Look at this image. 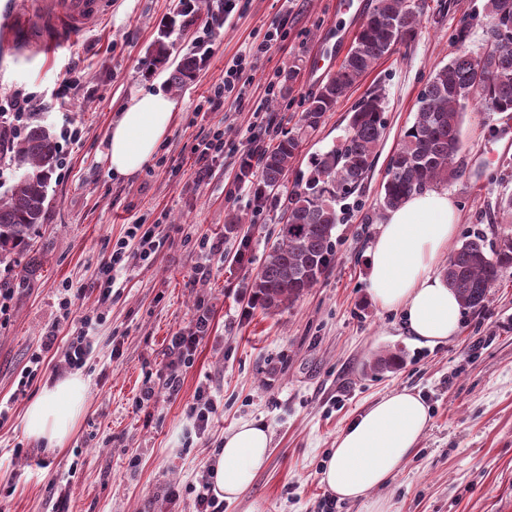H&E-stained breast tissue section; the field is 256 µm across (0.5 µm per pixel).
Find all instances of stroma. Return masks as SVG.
Masks as SVG:
<instances>
[{
  "label": "stroma",
  "instance_id": "stroma-1",
  "mask_svg": "<svg viewBox=\"0 0 512 512\" xmlns=\"http://www.w3.org/2000/svg\"><path fill=\"white\" fill-rule=\"evenodd\" d=\"M344 0H244L214 25L208 42L198 28L216 12L203 0L193 23L181 22L179 0H112L85 26L76 45L51 54L0 44V113L14 91L50 98L72 73V103L41 113L56 136L62 165L49 182L47 209L29 250L20 259L25 280L0 265V289L12 291L0 317V512H193V486L217 460L226 432L258 420L272 436L268 467L243 497L224 512H321L328 492L321 482L334 442L372 403L408 390L421 396L428 424L404 469L363 501L340 500L336 512H370L387 499L395 512H512V267L504 269L484 308L462 312L460 329L447 342L427 346L405 331L401 312L375 305L368 294L367 255L383 222L382 183L389 159L414 121L430 75L445 65L462 14L472 18L467 45L482 50L484 0H457L454 8L428 0L414 41L375 66L304 133L301 152L282 185L257 203L253 179L240 175L242 153L267 148L280 131H298L309 96L340 65L337 39ZM287 17L283 38L245 72L240 96L223 112L198 113L212 84L251 44L261 42L273 20ZM171 61L193 53L205 62L181 88H170L166 67L149 66V54L167 23ZM159 82L177 102L171 128L157 154L166 164L152 172L115 178L105 159L107 135L132 92ZM279 93L267 98L268 82ZM385 91V129L374 168L361 195L336 204L340 221L335 262L318 284L290 308L266 314L248 305V285L274 243L281 203L310 158L348 133L352 104L371 89ZM224 125V155L212 175L196 183L193 147L214 123ZM77 130L78 141L68 138ZM462 178L446 189L459 214L458 240L483 235L497 244L512 224L494 218L499 195L512 193V115L469 107L462 122ZM242 224L225 230L224 215ZM161 223L153 259H133L116 273L103 320L89 329L94 351L81 373L89 378L85 412L63 448H48L24 432L26 406L44 386L66 376L59 350L79 325L94 316L97 268L127 225ZM224 241V259L207 263L199 241ZM212 272L195 286L198 267ZM71 284L81 312L62 319L58 290ZM212 311L210 328L192 363L169 350L177 331L197 308ZM57 328V349L44 354L42 371L22 384L23 371L41 338ZM400 362L370 371L374 353ZM178 375L180 386L167 382ZM157 404L138 406L144 386ZM208 388L217 411L205 433L187 417L198 388ZM179 497L169 498L170 489Z\"/></svg>",
  "mask_w": 512,
  "mask_h": 512
}]
</instances>
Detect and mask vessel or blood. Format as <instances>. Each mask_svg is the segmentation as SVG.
Instances as JSON below:
<instances>
[{"instance_id": "obj_1", "label": "vessel or blood", "mask_w": 512, "mask_h": 512, "mask_svg": "<svg viewBox=\"0 0 512 512\" xmlns=\"http://www.w3.org/2000/svg\"><path fill=\"white\" fill-rule=\"evenodd\" d=\"M108 0H42L38 12L31 14L29 27L42 32L41 50L54 51L58 45L74 43L84 26L98 17ZM13 0L0 5V40L18 44L27 38L28 29L15 24Z\"/></svg>"}]
</instances>
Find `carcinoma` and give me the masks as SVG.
Listing matches in <instances>:
<instances>
[{
	"instance_id": "1",
	"label": "carcinoma",
	"mask_w": 512,
	"mask_h": 512,
	"mask_svg": "<svg viewBox=\"0 0 512 512\" xmlns=\"http://www.w3.org/2000/svg\"><path fill=\"white\" fill-rule=\"evenodd\" d=\"M426 7L425 0H375L340 68L308 98L300 126L318 127L378 60L410 44ZM485 12V42L491 51L474 55L467 49L471 17H461L455 52L431 75L419 96L415 121L390 158L382 184L383 208H395L414 194L463 176L453 161L462 148V117L470 103L487 112H512V0H486ZM196 69L195 56H184L169 74L170 85L182 87ZM384 126V98L373 89L351 108L344 140L314 156L309 175L295 180L284 200L286 222L279 225L277 241L252 280L251 305L267 314L289 307L332 266L336 202L363 192ZM300 147L298 136L288 131L257 155L255 167L242 170L243 177L255 176L260 183L256 199H262L265 189L280 186ZM57 158L49 126L30 122L19 135L0 115V162L15 172L13 183L0 190V264L19 266V257L29 249L44 219ZM510 267L511 236L490 251L484 237L473 236L449 256L443 275L462 307L476 309L485 306L501 271Z\"/></svg>"
}]
</instances>
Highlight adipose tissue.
Masks as SVG:
<instances>
[{"mask_svg":"<svg viewBox=\"0 0 512 512\" xmlns=\"http://www.w3.org/2000/svg\"><path fill=\"white\" fill-rule=\"evenodd\" d=\"M177 103L153 84L140 86L113 123L106 156L115 175L140 171L168 133ZM458 211L448 192L428 189L390 210L368 253L369 292L381 308L400 310L417 342L434 345L457 332L462 307L438 264L455 243ZM89 384L78 373L60 378L31 401L24 429L29 438L61 447L83 414ZM420 396L403 390L372 404L336 438L322 474L338 498L361 500L386 486L409 460L427 428ZM271 436L261 422L239 423L224 436L214 468V493L236 501L270 458Z\"/></svg>","mask_w":512,"mask_h":512,"instance_id":"obj_1","label":"adipose tissue"}]
</instances>
